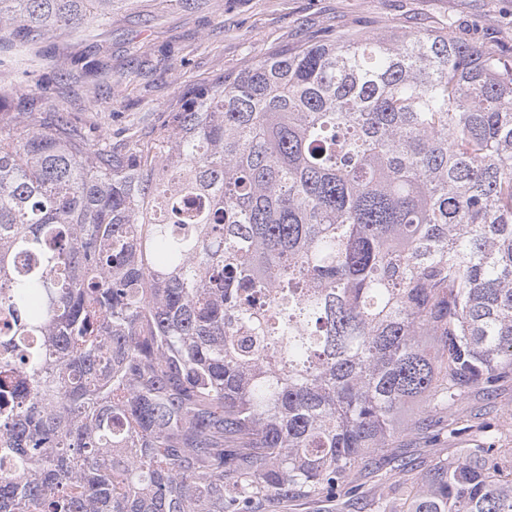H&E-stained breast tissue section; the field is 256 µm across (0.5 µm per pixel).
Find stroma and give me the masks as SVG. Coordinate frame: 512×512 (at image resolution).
<instances>
[{"mask_svg": "<svg viewBox=\"0 0 512 512\" xmlns=\"http://www.w3.org/2000/svg\"><path fill=\"white\" fill-rule=\"evenodd\" d=\"M422 24L512 56V0H113L106 21L27 43L0 39V108L64 117L124 151L167 121L187 90L274 48ZM455 415L468 429L401 439L397 453L413 474L477 444L511 452L512 378L494 395L470 394Z\"/></svg>", "mask_w": 512, "mask_h": 512, "instance_id": "stroma-1", "label": "stroma"}]
</instances>
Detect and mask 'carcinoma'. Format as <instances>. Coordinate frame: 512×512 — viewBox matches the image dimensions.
Returning a JSON list of instances; mask_svg holds the SVG:
<instances>
[{
	"label": "carcinoma",
	"instance_id": "obj_1",
	"mask_svg": "<svg viewBox=\"0 0 512 512\" xmlns=\"http://www.w3.org/2000/svg\"><path fill=\"white\" fill-rule=\"evenodd\" d=\"M112 0H0L24 42ZM0 512L359 503L512 374V59L448 29L282 46L128 154L0 117ZM408 512H512L485 448ZM384 458L382 452H379L377 455H373L367 463L368 468L361 474L359 481L361 483L360 495H362L364 501L369 504L365 509H361L362 511H375L372 503L374 498L377 497L380 492V485L385 483H398V480L401 481L400 477L403 475L398 473V471L391 470L392 463L388 464V461L384 460Z\"/></svg>",
	"mask_w": 512,
	"mask_h": 512
}]
</instances>
